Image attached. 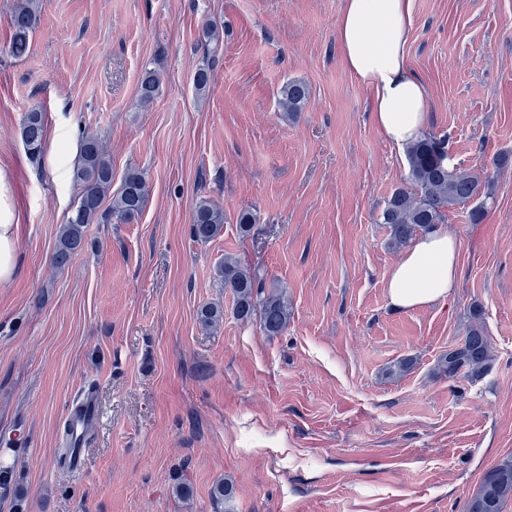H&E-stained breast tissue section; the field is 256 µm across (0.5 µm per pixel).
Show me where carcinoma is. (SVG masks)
<instances>
[{"label":"carcinoma","mask_w":512,"mask_h":512,"mask_svg":"<svg viewBox=\"0 0 512 512\" xmlns=\"http://www.w3.org/2000/svg\"><path fill=\"white\" fill-rule=\"evenodd\" d=\"M39 0H16L8 23L12 29L8 54L21 59L28 54L29 36L40 22ZM161 77L151 69L142 73L138 87V103L150 105L159 92ZM283 111L297 113L310 99L309 86L290 80L280 91ZM45 117L37 108L31 109L20 127L22 142L35 159L41 157L45 142ZM407 180L411 187L396 189L385 203L382 223L388 225L390 245L396 249L410 244L418 232L428 233L444 223L448 209L465 204L481 195L479 175L448 163V140L429 135L406 149ZM80 186L77 203L61 225L51 262L66 266L72 255L85 245L86 228L90 224H128L138 218L149 200L150 187L144 172L131 169L117 193H112V163L102 140L95 134L82 137L78 160L73 171ZM111 205L104 206L107 195ZM224 228V209L217 203L202 199L191 215V235L196 242H211ZM224 288L234 296V316L243 323L259 320L262 332L269 337L282 335L288 328L290 312L288 297L277 290H267L261 279L232 256H224L217 268ZM471 325L462 342L450 349L439 363L440 374L475 382L490 369L492 347L486 336L482 309L470 311ZM202 325L216 327L224 321V308L205 305L199 312ZM512 499V455L502 457L483 476L478 490L464 507V512H503Z\"/></svg>","instance_id":"carcinoma-1"}]
</instances>
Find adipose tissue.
<instances>
[{
  "label": "adipose tissue",
  "instance_id": "adipose-tissue-1",
  "mask_svg": "<svg viewBox=\"0 0 512 512\" xmlns=\"http://www.w3.org/2000/svg\"><path fill=\"white\" fill-rule=\"evenodd\" d=\"M412 27L413 0H344L336 22L345 68L369 89L374 124L398 148L421 139L428 123L429 91L407 61ZM17 233L10 189L0 174V282L15 273ZM458 270V241L432 230L391 269L389 300L415 309L445 299L457 286Z\"/></svg>",
  "mask_w": 512,
  "mask_h": 512
}]
</instances>
